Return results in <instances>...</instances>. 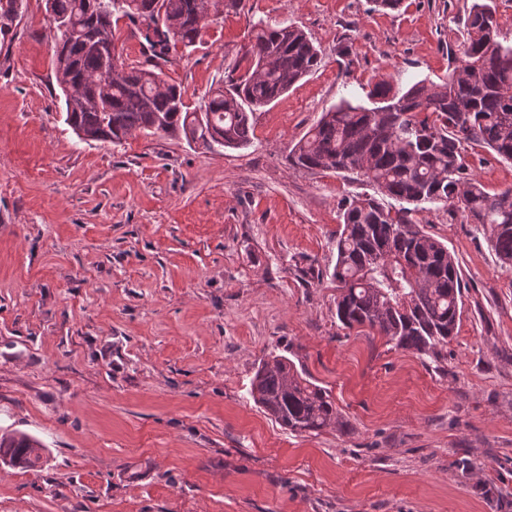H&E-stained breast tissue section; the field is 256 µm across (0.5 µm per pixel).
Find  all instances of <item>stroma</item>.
Wrapping results in <instances>:
<instances>
[{"mask_svg": "<svg viewBox=\"0 0 512 512\" xmlns=\"http://www.w3.org/2000/svg\"><path fill=\"white\" fill-rule=\"evenodd\" d=\"M474 0H243L169 81L198 106L249 19L303 29L317 69L254 116L249 146L208 152L65 123L45 0L0 33V432L39 439L37 472L0 464V512H512V268L478 225L417 213L455 256L463 310L438 357L336 319L347 173L292 167L342 97L448 77ZM489 193L512 162L467 155ZM285 355L340 426L283 429L250 395Z\"/></svg>", "mask_w": 512, "mask_h": 512, "instance_id": "35a3bbf8", "label": "stroma"}]
</instances>
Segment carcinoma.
Masks as SVG:
<instances>
[{"instance_id":"carcinoma-1","label":"carcinoma","mask_w":512,"mask_h":512,"mask_svg":"<svg viewBox=\"0 0 512 512\" xmlns=\"http://www.w3.org/2000/svg\"><path fill=\"white\" fill-rule=\"evenodd\" d=\"M15 0H0V31L17 20ZM45 0L54 38V70L61 92L71 85L81 101L65 99L66 123L82 139L120 143L128 136L183 138L207 150L251 143L250 118L319 64L306 33L292 25L251 24L243 72L210 90L197 109L184 89L164 79L156 60L203 44L207 22L197 7L206 0ZM126 18L146 27L150 55L124 65V76L106 82L94 74L101 55L89 48L100 32L115 36ZM448 81L413 80L389 95L376 86L374 106L342 98L323 113L288 155L305 170L356 174L396 205L373 196L343 208L336 239V318L342 327H369L396 349L436 356L448 345L462 314V283L455 258L424 232L413 214L422 204L448 207L480 225L496 257L512 267V188L490 194L472 172L465 150L482 143L512 161V43L502 40L494 11L472 4L455 45ZM250 393L279 425L294 433L319 432L341 422L331 395L312 383L285 355L258 366ZM45 448L22 432L0 434V462L14 468L43 466Z\"/></svg>"}]
</instances>
